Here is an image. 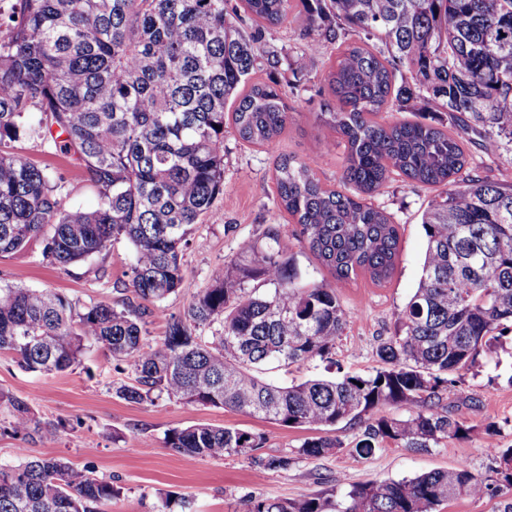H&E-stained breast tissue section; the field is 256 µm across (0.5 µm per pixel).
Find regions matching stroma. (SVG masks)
Returning a JSON list of instances; mask_svg holds the SVG:
<instances>
[{
    "mask_svg": "<svg viewBox=\"0 0 512 512\" xmlns=\"http://www.w3.org/2000/svg\"><path fill=\"white\" fill-rule=\"evenodd\" d=\"M304 31L303 19L297 18L265 34L280 63L262 69L259 77L279 84L292 116L282 133L265 146L242 140L234 130L225 132L224 192L215 200L212 215L197 224L184 251L183 283L164 302L169 312L184 313L201 288L236 261L240 241L260 236L271 225L279 227L284 253L294 258L306 278L320 281L330 277L328 269L299 239L297 224L291 223L281 208L273 176L275 160L284 156L299 160L318 157L317 175L330 187L339 186L343 172L344 145L338 144L336 133L315 119L323 105L336 102L327 81L336 48L323 44L311 70L292 71V60L307 43ZM21 151L64 177L68 206L85 211L95 207V193L70 156L43 153L32 140L22 143ZM437 193V188L401 178L382 187L372 202L400 226L390 282L372 288L360 281L341 289V302L350 318L333 361L272 364L261 370L263 380L289 386L332 377L340 370L367 375L378 368V339L390 334L399 311L418 286L426 250L421 217ZM133 255L132 245L122 237L66 271L42 263L35 253L3 255L0 282L49 288L82 303L118 307L134 297L127 286ZM130 381V374L96 345L85 350L79 366L62 374L27 372L11 353L0 352V390L28 400L43 419L64 424L55 443L23 442L4 433L10 408L0 404V464H17L25 455L63 458L120 487V495L105 505V512H244L251 496L302 499L334 488L343 491L353 483L400 480L446 470L462 461L484 478H495L499 462L485 448L484 427L491 421L500 427L498 442L512 446V332L501 338L488 360L465 373L456 390L443 400L455 418L470 426L468 438L450 440L426 452L390 445L371 457H358L354 445L364 424L343 421L326 431L339 441V448L309 458L299 450L312 437V430L165 397L152 403L129 402L119 398L115 389ZM196 423L265 434L264 453L285 454L294 457L295 463L288 470L259 476L249 461L239 456L191 459L168 447L169 430Z\"/></svg>",
    "mask_w": 512,
    "mask_h": 512,
    "instance_id": "stroma-1",
    "label": "stroma"
}]
</instances>
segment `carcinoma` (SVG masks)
<instances>
[{
    "label": "carcinoma",
    "mask_w": 512,
    "mask_h": 512,
    "mask_svg": "<svg viewBox=\"0 0 512 512\" xmlns=\"http://www.w3.org/2000/svg\"><path fill=\"white\" fill-rule=\"evenodd\" d=\"M297 9L310 31L337 45L327 76L336 105L317 118L345 142L342 188L317 178L313 157L277 160L275 182L331 279H306L269 226L239 243L238 260L184 314H170L161 303L184 280L182 252L224 192V128L264 146L288 123L285 94L252 76L276 66L265 33ZM241 10L247 31L236 24ZM319 48L311 41L295 69L308 71ZM418 90L441 103L450 128L378 119ZM27 140L76 157L96 191L94 210L67 207L64 178L17 151ZM470 145L512 162V0H12L0 9V254L35 250L66 271L123 237L134 249L129 286L157 304L166 332L152 344L146 311L131 304H80L6 283L0 351L28 372L59 374L97 344L134 376L116 389L134 403L165 395L315 430L365 415L361 458L391 444L426 450L465 439L471 427L443 396L512 330V188L471 172ZM394 174L443 191L422 214V275L393 332L379 339V368L287 387L263 381L256 372L265 365L331 358L349 320L340 288L391 279L398 226L369 198ZM2 402L11 408L3 431L58 440L61 422L0 391ZM497 433L487 424L499 460L492 483L460 462L352 484L340 497H251L245 512H438L460 494L501 497V512H512V447H499ZM265 441L204 423L166 436L179 454L244 456L259 474L295 463L258 454ZM338 447L318 436L299 453ZM119 493L56 457L0 465V512H99Z\"/></svg>",
    "instance_id": "1"
}]
</instances>
